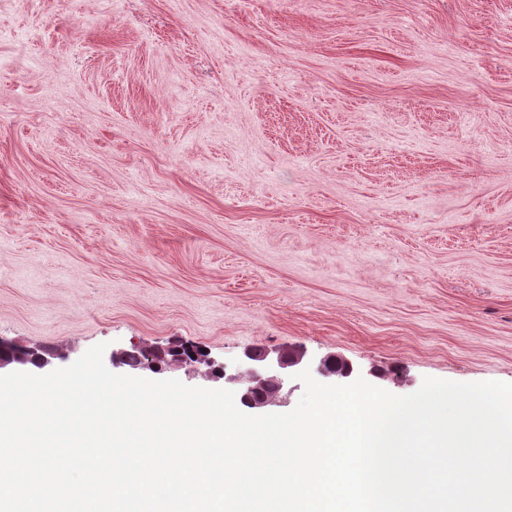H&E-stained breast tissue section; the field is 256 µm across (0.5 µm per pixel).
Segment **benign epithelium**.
<instances>
[{
    "label": "benign epithelium",
    "mask_w": 512,
    "mask_h": 512,
    "mask_svg": "<svg viewBox=\"0 0 512 512\" xmlns=\"http://www.w3.org/2000/svg\"><path fill=\"white\" fill-rule=\"evenodd\" d=\"M68 352H49L43 348L20 347L11 342L0 341V369L10 365L33 366L43 370L53 364V360H66ZM165 354L135 345L131 349L112 352L110 361L114 367L127 366L132 369L160 372L162 368L158 360ZM340 362L341 369L334 368L335 362ZM195 362L207 367L204 376L207 378H222L236 385L240 394V402L247 408L260 410L275 403L281 396L285 376L292 370L314 367L317 374L324 378H347L352 372V366L338 358L329 355L321 358L316 365H311L305 359V353L299 349L272 351L265 348H251L244 353L243 358L232 373H227L225 367L215 365L214 361L201 354L195 355Z\"/></svg>",
    "instance_id": "obj_1"
}]
</instances>
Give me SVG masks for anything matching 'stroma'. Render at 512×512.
<instances>
[{
    "mask_svg": "<svg viewBox=\"0 0 512 512\" xmlns=\"http://www.w3.org/2000/svg\"><path fill=\"white\" fill-rule=\"evenodd\" d=\"M0 339L512 383V0H0ZM335 362H339L341 364V369L339 372H336V370H339L337 365L336 369L333 367ZM313 367L315 372L324 378H336V376L339 378H347L353 372V368L348 362L338 359L332 355L321 358L319 362Z\"/></svg>",
    "mask_w": 512,
    "mask_h": 512,
    "instance_id": "obj_1",
    "label": "stroma"
}]
</instances>
